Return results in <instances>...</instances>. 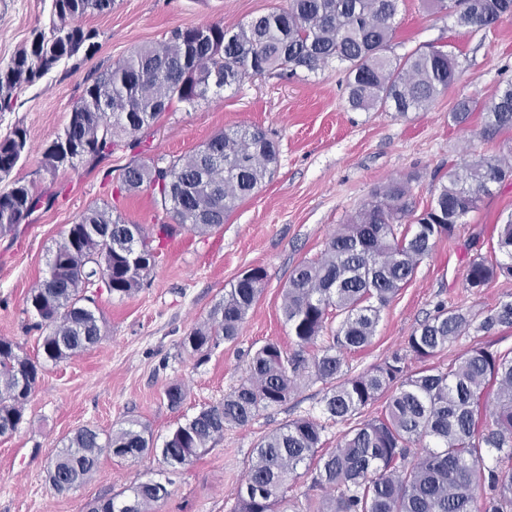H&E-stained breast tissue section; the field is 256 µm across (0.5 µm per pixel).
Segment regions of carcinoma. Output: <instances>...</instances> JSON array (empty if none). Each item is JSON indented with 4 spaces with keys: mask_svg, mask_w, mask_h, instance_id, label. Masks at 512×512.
<instances>
[{
    "mask_svg": "<svg viewBox=\"0 0 512 512\" xmlns=\"http://www.w3.org/2000/svg\"><path fill=\"white\" fill-rule=\"evenodd\" d=\"M399 0H289L232 28L217 21L176 27L161 41L134 49L84 86L63 130L42 151L44 171L95 164L122 145L137 147V135L177 105L195 109L209 91L250 76L313 73L336 61L344 66L350 110L425 111L457 78L454 52L430 45L393 54V20ZM461 27L495 28L512 16V0H427ZM115 0H51L49 26L36 29L0 69V112L12 111L19 95L60 66L76 67L99 49V33L80 24L107 14ZM482 114L480 135L494 140L512 130V81L491 101L457 103L451 120ZM29 155L27 131L0 137V180ZM276 141L259 128L214 133L197 151L158 166L134 160L118 174L120 188L152 190L155 205L174 223L157 226V238L185 229L204 236L223 227L239 202L274 173ZM512 181V162L481 156L448 166L431 190L430 204L415 209L409 182L392 179L336 231L320 258L292 271L283 313L296 349L268 342L247 354L248 374L217 406L200 410L154 446L150 426L134 418L107 434L84 426L67 438L47 468L50 488L63 494L79 487L102 454L139 460L153 456L166 468L182 467L202 453L224 428L248 426L261 412L288 401L304 379L336 382L321 399L320 416L284 424L254 448L237 491L234 512H512V350L477 344L446 368L408 369L407 356L435 357L469 331L488 334L512 327V300L485 316L440 303L415 328L403 351L354 377L343 373L345 354L369 345L381 311L413 278L436 243L454 236L492 186ZM42 204L34 186L15 180L0 193V233L16 230ZM501 258L476 254L468 262L466 288L479 292L499 279L512 280V214L497 225ZM156 265L152 238L142 224H129L107 206H92L55 242L43 279L30 290L26 312L43 330L41 358L0 338V436L17 430L44 366L57 365L96 346L102 320L88 289L108 280L107 292L131 296ZM266 271L242 273L206 322L180 342L191 355H208L220 342L233 343L263 292ZM336 330L319 342L331 315ZM497 392L486 398L489 382ZM178 409L186 393L179 382L165 391ZM386 398L379 415L350 428L328 454H319L322 420L344 422ZM310 469L303 498L286 499L288 481ZM169 481L150 479L112 496L90 512H150L169 495Z\"/></svg>",
    "mask_w": 512,
    "mask_h": 512,
    "instance_id": "1",
    "label": "carcinoma"
}]
</instances>
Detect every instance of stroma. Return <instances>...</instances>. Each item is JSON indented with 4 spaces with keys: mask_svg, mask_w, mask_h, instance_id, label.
Masks as SVG:
<instances>
[{
    "mask_svg": "<svg viewBox=\"0 0 512 512\" xmlns=\"http://www.w3.org/2000/svg\"><path fill=\"white\" fill-rule=\"evenodd\" d=\"M50 4L0 0L1 68L36 27L48 23ZM287 5L288 0H117L111 13L83 20L99 33L97 54L69 74L53 71L25 91L13 111L0 112V135L20 126L31 144L14 178L32 183L43 197L16 231L0 234V336L32 357L42 332L25 312L26 297L69 224L89 206L103 203L132 224L171 221L155 208L150 189L120 191V168L137 158L166 164L192 154L215 132L241 127L262 128L280 149L273 178L242 201L222 228L206 236L184 230L161 242L156 266L135 295L100 292V343L47 365L22 423L0 436V512H88L132 483L158 478L162 466L155 459L105 454L81 486L57 494L46 470L64 440L83 426L108 433L134 417L147 422L156 444H163L177 423L223 401L245 376L248 351L268 342L293 349L282 311L293 268L320 257L327 239L379 186L393 178L408 180L421 209L430 201L434 175L446 173L449 165L512 152V132L487 142L479 135L480 115L464 125L448 118L459 99L489 101L499 83L512 79V17L488 32L459 27L454 18L427 10L422 0H401L394 25L403 50L444 43L460 62L454 84L426 111L404 117L351 111L343 69L333 62L294 79L247 78L221 96H207L193 111L169 110L143 131L138 148L117 150L95 165L53 175L41 169L43 145L63 129L96 71L159 42L174 27L212 21L233 27ZM511 214L508 181L483 197L452 240L439 241L422 260L411 282L382 311L372 343L346 354L344 372L360 375L403 348L438 303L478 313L512 299V280H496L478 294L465 286V269L475 254L472 238H490L495 225ZM256 266L265 268L266 285L237 341L220 343L201 361L183 353V336L208 318L230 283ZM480 340L501 351L512 349V329L501 327L481 339L465 334L431 363L448 366ZM174 381L186 389L177 409L164 397ZM325 391L322 383L301 382L287 403L267 409L247 427H226L207 452L170 474V495L152 512H233L256 444L290 420L318 415Z\"/></svg>",
    "mask_w": 512,
    "mask_h": 512,
    "instance_id": "stroma-1",
    "label": "stroma"
}]
</instances>
